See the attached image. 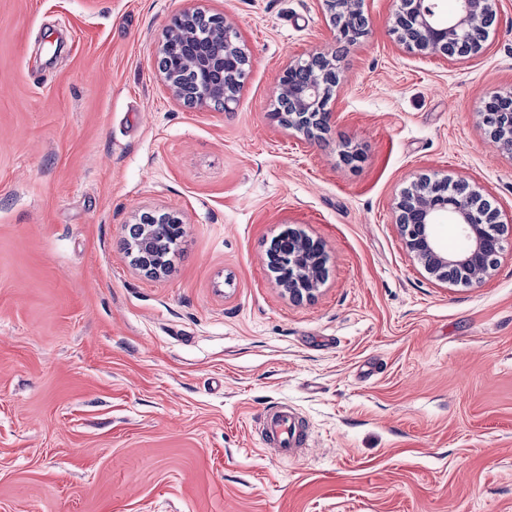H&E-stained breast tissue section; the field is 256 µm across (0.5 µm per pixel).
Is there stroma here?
<instances>
[{
	"label": "stroma",
	"instance_id": "obj_1",
	"mask_svg": "<svg viewBox=\"0 0 512 512\" xmlns=\"http://www.w3.org/2000/svg\"><path fill=\"white\" fill-rule=\"evenodd\" d=\"M363 0L338 46L318 0H0V512H512V250L431 279L393 208L463 178L512 220V154L478 114L512 90V0L463 64ZM223 16L249 58L234 102L176 99L170 19ZM340 54L322 139L275 116L289 63ZM355 154L345 163L342 152ZM183 223L166 275L128 225ZM321 240L302 303L265 260ZM288 404V462L255 418Z\"/></svg>",
	"mask_w": 512,
	"mask_h": 512
}]
</instances>
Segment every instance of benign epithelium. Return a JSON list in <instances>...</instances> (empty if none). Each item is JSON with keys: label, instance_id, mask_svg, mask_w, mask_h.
I'll return each instance as SVG.
<instances>
[{"label": "benign epithelium", "instance_id": "7a95c632", "mask_svg": "<svg viewBox=\"0 0 512 512\" xmlns=\"http://www.w3.org/2000/svg\"><path fill=\"white\" fill-rule=\"evenodd\" d=\"M332 23L337 43L345 47L358 43L367 34L368 21L362 0H321ZM393 20L399 42L422 54H438L453 63H463L485 47L489 28L495 21L496 0H455L454 10L444 12L443 0H400ZM201 11L184 10L166 27L160 55L166 65L160 68L173 96L184 98L181 72L184 59L180 40ZM239 47L226 40L223 50L195 51L193 65L199 90L195 103L227 105L238 89ZM343 71L340 56L319 51L308 59L291 63L280 77L278 102H288L286 127L307 140H314L329 128L328 105L339 86ZM480 113L487 127L505 133L495 139L512 152V91L495 93ZM395 224L400 236L423 270L436 281L452 285L467 283L468 270L491 273L504 250V223L497 209L482 194L463 181L448 185V180L415 182L403 190L395 205ZM458 227L460 244L450 250L437 233L445 222ZM179 220L169 214L156 216L155 224L141 225L134 249L146 252L157 244L161 234L181 233ZM279 244L278 256L285 258L277 280L288 300L300 303L315 297L323 283V250L309 237L290 234Z\"/></svg>", "mask_w": 512, "mask_h": 512}]
</instances>
